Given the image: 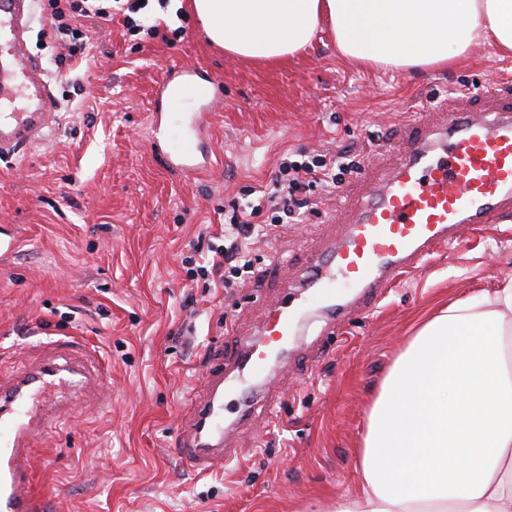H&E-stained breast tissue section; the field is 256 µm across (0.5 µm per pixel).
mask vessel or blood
Listing matches in <instances>:
<instances>
[{"instance_id":"b4317fda","label":"vessel or blood","mask_w":512,"mask_h":512,"mask_svg":"<svg viewBox=\"0 0 512 512\" xmlns=\"http://www.w3.org/2000/svg\"><path fill=\"white\" fill-rule=\"evenodd\" d=\"M30 0H0V160L22 147L46 141L56 114L57 98L41 77L25 41ZM197 131L166 130L162 144L176 169L199 171ZM512 217V113L448 111L440 125L421 123L415 143L392 174L364 197L336 245L313 262L302 285L324 314L323 334L337 323L369 312L405 273L425 261L444 258L459 239L462 227L498 224ZM349 290L337 300V287ZM300 320L284 305L266 316L261 344L243 342L240 366L210 367L203 377V397L183 410L174 447L194 470L212 472L215 465L243 456L224 439V393L231 390L242 413L254 404L251 389L237 388L241 368L271 375L270 352L284 353L296 336ZM85 344L54 342L52 353L31 366L0 379V512H47L45 499L33 488L28 450L46 428L59 421L67 392L103 395L105 372L88 368Z\"/></svg>"}]
</instances>
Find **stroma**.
Returning <instances> with one entry per match:
<instances>
[{
    "instance_id": "stroma-1",
    "label": "stroma",
    "mask_w": 512,
    "mask_h": 512,
    "mask_svg": "<svg viewBox=\"0 0 512 512\" xmlns=\"http://www.w3.org/2000/svg\"><path fill=\"white\" fill-rule=\"evenodd\" d=\"M141 23L183 28L169 39L124 34L122 18H85L93 59L58 74L59 50L33 8L29 47L60 103L44 144L0 161V377L51 340L82 337L107 369V402L74 399L30 450L50 512H329L350 486L368 413L418 322L440 303L512 279V220L480 235L462 228L452 260L405 275L369 313L323 337L306 332L277 380L273 404L234 423L241 460L208 474L174 449L183 406L214 355L234 366L243 338L296 291L314 254L340 238L357 199L391 171L417 114L451 104L473 112L491 78L512 103V56L481 44L445 67H364L325 33L278 64L212 45L185 0H157ZM211 82L217 103L201 135L206 166L185 175L152 146L151 120L169 111L156 83L173 66ZM349 146L359 173L310 189L303 223L279 229L255 273L223 290L189 281L184 257L219 233L247 187L274 176L283 154Z\"/></svg>"
}]
</instances>
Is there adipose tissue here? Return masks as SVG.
Listing matches in <instances>:
<instances>
[{
    "instance_id": "1",
    "label": "adipose tissue",
    "mask_w": 512,
    "mask_h": 512,
    "mask_svg": "<svg viewBox=\"0 0 512 512\" xmlns=\"http://www.w3.org/2000/svg\"><path fill=\"white\" fill-rule=\"evenodd\" d=\"M212 43L280 62L329 25L347 59L421 67L512 53V0H192ZM332 512H512V280L424 320L367 417Z\"/></svg>"
}]
</instances>
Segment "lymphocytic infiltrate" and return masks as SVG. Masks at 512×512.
<instances>
[{
	"mask_svg": "<svg viewBox=\"0 0 512 512\" xmlns=\"http://www.w3.org/2000/svg\"><path fill=\"white\" fill-rule=\"evenodd\" d=\"M49 34L64 51L61 63L73 65L89 48L90 38L79 28L83 18L108 19L122 13L126 33L156 36L157 26H143L135 15L144 10L143 0H47ZM360 162L348 150L333 155L317 154L297 161L283 158L278 171L261 187L256 200L234 208L224 217L220 244L211 246L209 256L187 257L188 279H203L216 288H230L244 282L254 270L253 256L259 246L267 244L288 223L300 222L311 200L305 191L312 186L327 188L342 183L346 176L357 173Z\"/></svg>",
	"mask_w": 512,
	"mask_h": 512,
	"instance_id": "f902f5d3",
	"label": "lymphocytic infiltrate"
}]
</instances>
